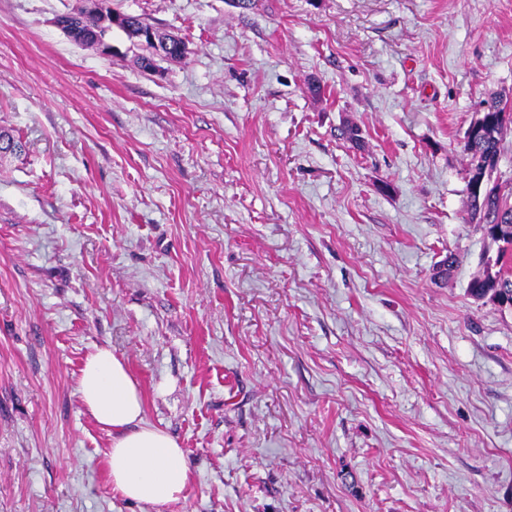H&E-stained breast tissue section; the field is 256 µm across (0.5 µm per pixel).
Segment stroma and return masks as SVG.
Instances as JSON below:
<instances>
[{"label":"stroma","mask_w":512,"mask_h":512,"mask_svg":"<svg viewBox=\"0 0 512 512\" xmlns=\"http://www.w3.org/2000/svg\"><path fill=\"white\" fill-rule=\"evenodd\" d=\"M76 3L0 0V512H512L461 148L512 113V0H108L187 43L154 72L69 41ZM105 344L178 503L110 486L78 394Z\"/></svg>","instance_id":"35a3bbf8"}]
</instances>
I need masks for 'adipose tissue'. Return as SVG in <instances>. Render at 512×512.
Masks as SVG:
<instances>
[{
	"label": "adipose tissue",
	"instance_id": "obj_1",
	"mask_svg": "<svg viewBox=\"0 0 512 512\" xmlns=\"http://www.w3.org/2000/svg\"><path fill=\"white\" fill-rule=\"evenodd\" d=\"M78 393L111 437L106 464L113 491L156 506L183 499L191 477L184 450L169 433L145 422L141 390L111 347H95L87 356Z\"/></svg>",
	"mask_w": 512,
	"mask_h": 512
}]
</instances>
